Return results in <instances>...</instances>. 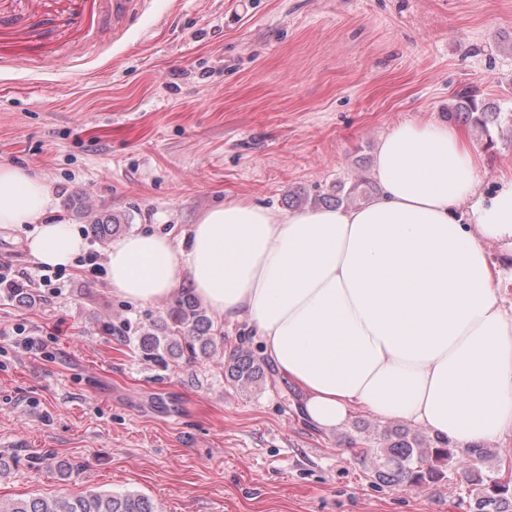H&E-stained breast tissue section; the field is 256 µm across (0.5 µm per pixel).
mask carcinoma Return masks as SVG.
<instances>
[{
	"label": "carcinoma",
	"instance_id": "cac0c4a2",
	"mask_svg": "<svg viewBox=\"0 0 512 512\" xmlns=\"http://www.w3.org/2000/svg\"><path fill=\"white\" fill-rule=\"evenodd\" d=\"M501 109L476 98L471 88L461 90L448 108V119L463 120L481 127L497 121ZM121 228V218L110 215L91 225L100 241L107 240ZM216 347L212 324L201 305L188 293L182 294L168 311L161 326L151 324L137 337L141 355L153 362L167 359L196 361L210 356ZM224 372L241 389H250L267 380L269 369L252 349L239 347L224 360ZM457 456L453 448H417L408 439L374 453V478L388 486L438 484L447 478L448 462ZM466 463L459 477L475 487L469 512H512V486L485 475L477 463L487 456L482 448L464 453ZM0 512H157L153 501L134 492H89L58 499L34 497L9 505L0 502Z\"/></svg>",
	"mask_w": 512,
	"mask_h": 512
}]
</instances>
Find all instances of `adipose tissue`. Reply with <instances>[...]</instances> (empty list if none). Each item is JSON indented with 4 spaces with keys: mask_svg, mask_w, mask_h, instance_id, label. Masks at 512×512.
Listing matches in <instances>:
<instances>
[{
    "mask_svg": "<svg viewBox=\"0 0 512 512\" xmlns=\"http://www.w3.org/2000/svg\"><path fill=\"white\" fill-rule=\"evenodd\" d=\"M378 191L357 208L285 214L244 199L201 213L188 238L114 240L107 280L135 303L190 281L218 321L247 320L261 356L330 430L360 408L466 450L512 434V313L484 249L512 253V171L479 190L464 132L405 122L381 141ZM52 187L0 163V226L34 225L31 255L66 267L85 248L44 223Z\"/></svg>",
    "mask_w": 512,
    "mask_h": 512,
    "instance_id": "ef3b65f1",
    "label": "adipose tissue"
}]
</instances>
